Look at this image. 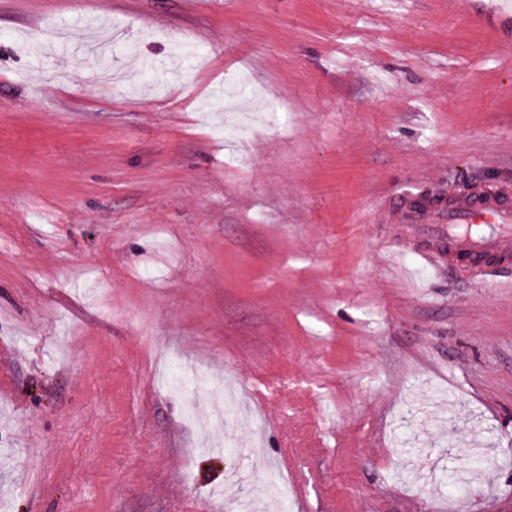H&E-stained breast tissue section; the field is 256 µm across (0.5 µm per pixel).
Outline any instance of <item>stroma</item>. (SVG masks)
I'll use <instances>...</instances> for the list:
<instances>
[{
    "label": "stroma",
    "mask_w": 512,
    "mask_h": 512,
    "mask_svg": "<svg viewBox=\"0 0 512 512\" xmlns=\"http://www.w3.org/2000/svg\"><path fill=\"white\" fill-rule=\"evenodd\" d=\"M487 2L0 0V512H512V295L380 213L512 186Z\"/></svg>",
    "instance_id": "stroma-1"
}]
</instances>
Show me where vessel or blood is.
Instances as JSON below:
<instances>
[{"mask_svg": "<svg viewBox=\"0 0 512 512\" xmlns=\"http://www.w3.org/2000/svg\"><path fill=\"white\" fill-rule=\"evenodd\" d=\"M388 212L395 223L411 225L422 242L412 253L440 271L445 263L436 244L447 238L454 253L473 259L475 270L491 274V287H498L495 272L512 268V194L483 191L470 195L449 192L447 200L418 205L404 197L390 200Z\"/></svg>", "mask_w": 512, "mask_h": 512, "instance_id": "vessel-or-blood-1", "label": "vessel or blood"}]
</instances>
